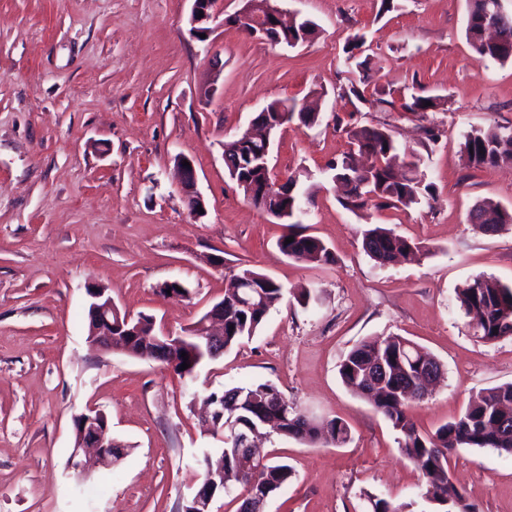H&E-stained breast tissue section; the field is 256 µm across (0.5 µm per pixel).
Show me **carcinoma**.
<instances>
[{
	"instance_id": "carcinoma-1",
	"label": "carcinoma",
	"mask_w": 512,
	"mask_h": 512,
	"mask_svg": "<svg viewBox=\"0 0 512 512\" xmlns=\"http://www.w3.org/2000/svg\"><path fill=\"white\" fill-rule=\"evenodd\" d=\"M498 0H469L465 36L472 51L483 60L512 61V51L492 45L485 40L484 27L493 24L503 39L512 40V10L497 11ZM316 24L303 19L288 28V38L311 37ZM364 45V36H352L346 49L345 65L362 74L357 81L343 89L344 95L362 105L382 112L395 109L394 102L380 92L368 96L361 84L370 70L369 57H361L356 50ZM431 105L424 106V103ZM445 101L439 96L413 95L401 105L406 112H437ZM350 148L341 157L331 161L328 169L334 178L350 185L341 205L352 212L372 205L376 208L395 207L409 209L421 202L430 192L419 170L421 156L401 154L400 148L385 124L348 130ZM266 151L263 140L252 139L243 133L224 142V165L230 178L243 192L245 199H256L268 183L274 181L271 171L257 166L249 158ZM462 154L465 163L474 167H497L512 163V129L495 131L473 129L464 136ZM297 180L288 179L284 196L277 209H268V215L278 218L290 210L288 233L277 243L286 257L316 265L333 261L329 248L318 238L306 234L302 217L306 214ZM469 221L485 234H494L512 226V209L492 201L477 204L469 213ZM294 241L287 244L285 239ZM363 249L377 263L384 265L395 260H410L422 251L421 246L396 233L376 225L368 229L363 238ZM284 295L281 284L270 276L250 268H242L230 278L224 289V350L229 351L244 340L251 339L268 312ZM461 314L476 323L474 335L483 342L512 337V285H505L485 276H476L457 293ZM153 316L137 317L140 328L131 342H117L115 346L134 356L143 350L159 352L160 361L173 367L181 377H190L202 366L199 356L183 360L177 348H158L151 340ZM190 367L183 370V363ZM441 367L440 361L419 344L392 336L383 341H362L356 345L339 365L342 382L368 399L374 410L400 432L399 448L422 473L424 498L437 506V512H473L463 493L452 481L448 471V454L456 448H494L512 455V383L490 388L473 398L462 415L433 433L421 432L408 415V407L422 399L421 381L427 367ZM281 394L270 382L246 387H233L208 396L235 407V419L245 426L258 427L262 416L252 408L249 399L260 400L265 395ZM268 414L280 420L277 435L308 444L342 446L349 441L348 426L336 419L315 422L303 415L298 407L285 402L282 409H270ZM224 469L242 474V487L256 483L265 498L278 494L294 478L292 468L273 460L260 449L251 457L241 458L232 442L224 441L218 449Z\"/></svg>"
}]
</instances>
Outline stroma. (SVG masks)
<instances>
[{"instance_id":"35a3bbf8","label":"stroma","mask_w":512,"mask_h":512,"mask_svg":"<svg viewBox=\"0 0 512 512\" xmlns=\"http://www.w3.org/2000/svg\"><path fill=\"white\" fill-rule=\"evenodd\" d=\"M243 5L217 0L201 38L189 23L192 0H0V512H180L203 480L204 450L219 445L204 399L264 381L302 413L350 429L341 447L264 441L295 473L264 512H371L372 495L433 512L398 431L343 384L341 361L359 342L388 336L429 350L443 378L409 410L423 432L512 382V339L475 338L456 300L478 275L512 285V229L487 236L467 220L485 199L512 208V164L470 168L460 153L471 129H512V61L473 54L467 0H394L389 10L383 0H286L318 28L294 47L233 24ZM358 32L370 88L398 105L439 96L444 111L355 110L343 95L352 78L343 60ZM276 99L318 106L314 126L278 131L272 164L309 196L306 232L331 249L329 264L282 255L283 221L248 204L224 166L223 143ZM382 123L402 150L422 154L431 204H340L327 162L346 150L348 128ZM428 127L442 135L427 153ZM181 155L197 171L199 218L179 191ZM377 225L422 254L377 264L362 249ZM212 255L223 266L210 265ZM241 266L286 293L251 339L195 379L88 341V283L121 311L178 332L223 297ZM173 280L187 298L158 296ZM91 406L129 450L82 479L70 467L73 419ZM448 469L474 512H512V456L459 448Z\"/></svg>"}]
</instances>
